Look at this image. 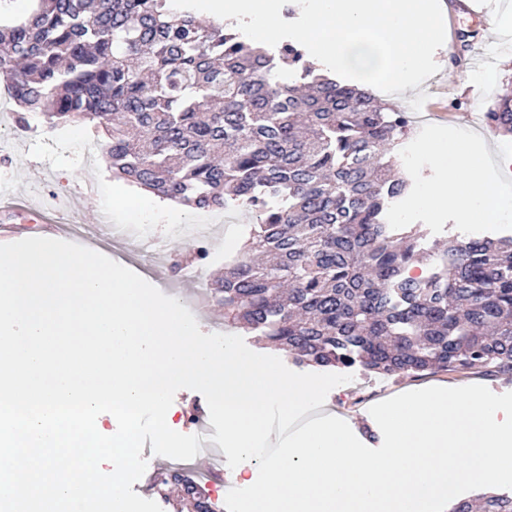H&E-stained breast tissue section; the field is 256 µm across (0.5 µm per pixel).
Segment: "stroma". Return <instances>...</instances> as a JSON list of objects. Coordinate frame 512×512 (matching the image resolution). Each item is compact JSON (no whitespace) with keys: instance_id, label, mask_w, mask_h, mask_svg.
Masks as SVG:
<instances>
[{"instance_id":"obj_1","label":"stroma","mask_w":512,"mask_h":512,"mask_svg":"<svg viewBox=\"0 0 512 512\" xmlns=\"http://www.w3.org/2000/svg\"><path fill=\"white\" fill-rule=\"evenodd\" d=\"M446 26L447 56L444 69L421 83L416 91L391 98V105L407 110L418 103L429 104L433 111L447 113V125L473 128L494 105L503 84L512 79V67L502 56L506 51L499 37L512 33V0H473L468 14L458 10L459 0H441ZM476 28L478 34L469 50H461L458 30ZM490 74L494 80L478 84V76ZM94 128L74 124L47 130L41 115L29 118L27 129H18L11 117L0 119V188L21 194L36 203L45 214L64 212L69 225L75 226L76 244L104 254L133 270L165 295L178 299L189 308L200 324L202 333H232L242 336L255 352H264L253 333L240 326L224 323V314L215 300L206 299L203 290L184 286L187 277L211 282L224 271L229 255L227 239L221 227L233 225L235 238H242L254 217L242 209L192 210L180 207L176 224L213 226L215 242L206 263L191 259L194 245L173 234L171 227L154 225L150 216L139 218V225L149 227L152 236L163 245L162 262L141 257L136 241L116 243L97 235L101 224L123 223V216L112 208V192L118 184L105 159L88 164L85 140H97ZM351 382L337 386L328 394L324 413L345 420L365 445L375 448L382 434L369 413L375 403L407 390L443 385L481 384L497 394L512 391V371L470 369L436 370L422 374L378 376L353 368ZM177 473L191 481L200 497L208 498L214 512H227L225 492L210 494L206 476L195 472L189 462L151 456L144 475L133 484L134 492L146 499L158 500L152 487L157 473Z\"/></svg>"}]
</instances>
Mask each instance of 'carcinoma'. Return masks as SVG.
<instances>
[{
	"label": "carcinoma",
	"mask_w": 512,
	"mask_h": 512,
	"mask_svg": "<svg viewBox=\"0 0 512 512\" xmlns=\"http://www.w3.org/2000/svg\"><path fill=\"white\" fill-rule=\"evenodd\" d=\"M171 0H38L0 28V76L49 128L103 129L113 176L193 209L256 214L210 284L224 317L296 361L383 376L512 369V237L450 236L428 251L421 224L393 230L410 190L393 150L399 109L317 72L302 45L270 52ZM299 81L274 80L277 62ZM486 118L512 134V86ZM414 263L429 267L419 280ZM178 512H211L187 487ZM450 512H512V494Z\"/></svg>",
	"instance_id": "obj_1"
}]
</instances>
